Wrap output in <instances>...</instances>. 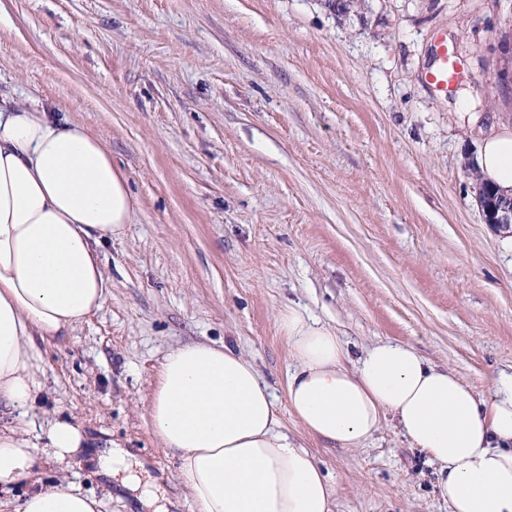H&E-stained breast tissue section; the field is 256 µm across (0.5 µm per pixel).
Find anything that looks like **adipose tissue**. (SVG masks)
<instances>
[{
    "label": "adipose tissue",
    "instance_id": "adipose-tissue-1",
    "mask_svg": "<svg viewBox=\"0 0 512 512\" xmlns=\"http://www.w3.org/2000/svg\"><path fill=\"white\" fill-rule=\"evenodd\" d=\"M478 144L482 182L512 193V127L460 115ZM137 207L106 146L75 122L0 100V411L24 417L46 388L38 342L70 334L99 311L110 286L99 248ZM278 324L293 359L285 395L229 345L167 352L148 403L154 432L175 451L198 512H331L334 489L281 421L280 406L310 434L360 446L386 417L435 469L448 512H512V375L485 395L411 345L380 341L351 357L331 327L289 306ZM44 447L0 428V486L33 474L39 455L62 461L88 445L80 425L48 422ZM101 475L165 512L157 480L113 444ZM15 512H100L79 485L26 492Z\"/></svg>",
    "mask_w": 512,
    "mask_h": 512
}]
</instances>
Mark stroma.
Listing matches in <instances>:
<instances>
[{
	"label": "stroma",
	"mask_w": 512,
	"mask_h": 512,
	"mask_svg": "<svg viewBox=\"0 0 512 512\" xmlns=\"http://www.w3.org/2000/svg\"><path fill=\"white\" fill-rule=\"evenodd\" d=\"M440 36L461 78L444 95L423 78ZM0 98L83 125L138 201L101 247L102 309L41 346L31 420L72 419L93 446L40 483L138 512L95 473L115 441L169 512H197L148 416L161 361L226 344L285 394L290 305L354 354L407 343L481 392L512 373V250L454 116L462 99L512 123V0H0ZM282 424L334 485L331 512H448L394 419L357 448Z\"/></svg>",
	"instance_id": "35a3bbf8"
}]
</instances>
